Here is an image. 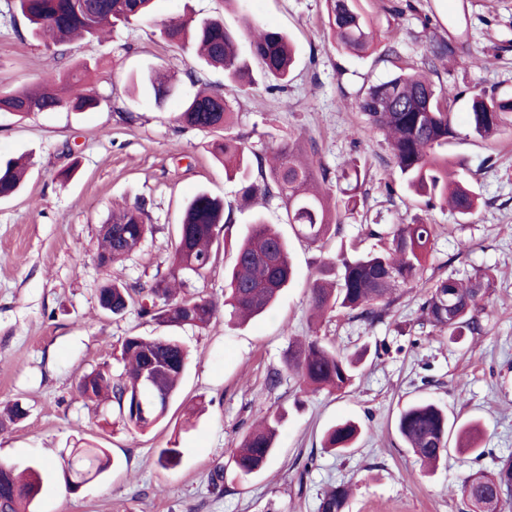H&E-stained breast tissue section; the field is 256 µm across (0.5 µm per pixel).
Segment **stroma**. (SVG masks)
<instances>
[{
	"label": "stroma",
	"mask_w": 512,
	"mask_h": 512,
	"mask_svg": "<svg viewBox=\"0 0 512 512\" xmlns=\"http://www.w3.org/2000/svg\"><path fill=\"white\" fill-rule=\"evenodd\" d=\"M412 10H405V3ZM382 44L355 56L338 51L328 27L325 0H156L153 17L115 29L101 41H78L64 51L26 36L27 24L0 0V90L14 89L81 60L98 63L97 86L107 101L84 112H34L18 118L0 112V158L26 157L31 176L15 197L0 202V408L22 401L28 415L0 430V464H47L36 512H317L334 485L350 494L342 512H469L462 486L476 471L496 472L512 457V127L495 139L474 137L468 102L484 90L512 98V0H360ZM403 14H396V7ZM192 11L223 19L250 56V31L270 26L286 32L296 59L286 90L259 81L228 89L232 135L256 153L297 138L315 142L316 159L334 173L358 166L366 197L342 215L343 231L321 245L295 236L280 200L236 210L238 185L208 151V134L180 126L175 115L195 92L182 76L191 51L170 46L157 23ZM455 43L438 62L435 78L451 98L457 136L447 152L460 175L482 198L469 220L450 210L426 209L410 195L382 135L368 125L356 101L372 84L398 69H421L430 45ZM158 67L178 74L164 105L132 92L141 73ZM76 165L69 181L61 169ZM206 191L234 206L226 247L184 293L223 301L225 274L235 245L255 218L276 225L288 240L295 277L274 309L248 324L217 317L209 327H168L129 304L120 316L104 315L98 290L110 279L148 284L167 272L184 204ZM147 203L152 231L126 261L97 264L102 224L118 204ZM436 225L438 236L422 272L403 289L381 320L345 313L309 319V284L321 261L340 247L368 251L378 240L368 225ZM486 271L493 286L480 313L481 329L450 339L420 318L433 284ZM173 336L191 352L181 392L164 419L145 432L124 426L111 408L77 393L80 377L99 366L120 373L125 337ZM317 336L350 355H369L353 386L343 393L303 392L285 370L290 339ZM280 381L268 387L267 378ZM430 400L449 419L475 421L485 454L449 452L427 469L396 429L411 402ZM286 408L277 453L260 474L240 478L231 450L267 413ZM352 419L362 434L343 456L321 440L334 423ZM92 443L108 449L113 467L70 492L59 454ZM177 448L180 465L163 469L158 451ZM222 471L220 487L211 475Z\"/></svg>",
	"instance_id": "stroma-1"
}]
</instances>
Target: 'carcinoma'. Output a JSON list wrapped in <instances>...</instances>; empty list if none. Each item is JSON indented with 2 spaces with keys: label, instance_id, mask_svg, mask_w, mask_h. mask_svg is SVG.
I'll use <instances>...</instances> for the list:
<instances>
[{
  "label": "carcinoma",
  "instance_id": "obj_1",
  "mask_svg": "<svg viewBox=\"0 0 512 512\" xmlns=\"http://www.w3.org/2000/svg\"><path fill=\"white\" fill-rule=\"evenodd\" d=\"M328 24L337 47L361 54L375 45L371 21L358 0H326ZM153 0H14L11 9L28 22L29 35L46 46L60 47L75 37L98 38L117 26L128 27L148 17ZM161 38L172 45L192 46L207 66L224 72V79L237 88L255 84L247 59L237 52L235 34L224 21L186 13L165 21ZM454 53L444 39L431 45L425 55L424 70L397 72L373 84L360 96L358 109L384 136L393 162L406 188L430 208L446 204L460 219L477 211L480 195L459 177L455 164L443 148L456 136L449 94L432 75L436 61ZM252 55L263 65L264 76L277 82L288 81L294 50L288 35L275 28L259 31L252 40ZM188 79L204 89L186 100L176 120L185 128L210 133L226 130L224 137L209 144L212 157L224 166L227 178L239 183L238 206L280 199L284 202L286 223L301 238L316 244L342 230L339 207L331 205L321 187L332 182L329 168L305 159L317 153L315 143L300 140L278 143L264 154L249 149L244 140L227 133L233 117L224 88L207 81L193 68L185 70ZM137 85L161 104L171 95L169 78L156 71L141 76ZM106 97L98 92L86 64L60 75L43 74L31 85L0 91V111L52 112L65 107L72 111L94 109ZM471 133L481 139L496 137L512 125V98L472 97L469 112ZM27 163L17 159L0 163V199L15 195L22 186ZM146 201L119 205L112 211V224L101 229L97 260L110 265L132 255L129 241L146 237ZM234 224V210L224 200L206 191L196 193L184 207L178 238L169 256L166 275L150 284L131 288L114 282L101 286L99 307H108L120 316L130 301L137 300L140 314L165 326L208 327L218 313L207 298H180L178 290L188 274L204 272L217 256L214 244L221 231ZM370 235L388 239L380 251L341 252L323 263L314 280L311 305L315 312L357 313L361 318L380 320L394 303L397 291L416 278L428 253L434 247L431 224H394L386 231L370 229ZM294 276L288 243L281 234L257 218L236 246L234 264L224 288V309L241 321L259 316L272 308ZM491 288V278L478 272L467 280L444 279L436 282L421 307L422 318L430 325L453 332L479 329L481 302ZM123 370L114 376L108 369H95L80 378L79 390L85 400L109 403L134 431H143L161 420L169 401L176 395L188 363V352L170 336H128L122 343ZM361 357H347L319 338L293 342L285 361L301 383L312 390L340 392L351 387ZM26 416L18 401L0 411V429L20 422ZM285 413L275 412L252 426L238 447L231 449L235 469L243 478L263 471L276 453V443ZM397 429L419 458L437 464L448 453V439L455 435L461 454L479 459V428L474 422L460 425L448 422V414L433 402H417L400 414ZM361 435L359 424L350 419L329 427L323 447L337 453L353 448ZM63 463L75 464L78 477L94 479L111 466L104 448L91 444L72 448L62 456ZM181 451L163 448L157 462L164 469L177 467ZM512 483V460L500 461L490 477L473 473L464 485L469 512H484L483 503L494 496L495 483ZM43 484L42 468L34 463L18 470L0 466V512H32ZM348 495L343 485L332 487L319 499L318 512H340Z\"/></svg>",
  "mask_w": 512,
  "mask_h": 512
}]
</instances>
